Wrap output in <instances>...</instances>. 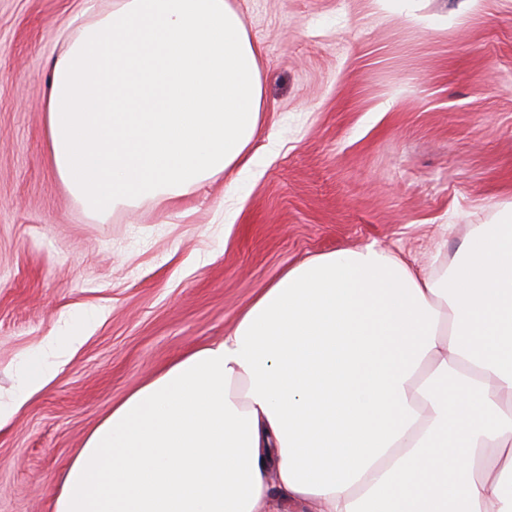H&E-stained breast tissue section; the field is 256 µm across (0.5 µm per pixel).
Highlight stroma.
I'll return each mask as SVG.
<instances>
[{"instance_id":"1","label":"stroma","mask_w":512,"mask_h":512,"mask_svg":"<svg viewBox=\"0 0 512 512\" xmlns=\"http://www.w3.org/2000/svg\"><path fill=\"white\" fill-rule=\"evenodd\" d=\"M105 3L0 0V397L46 337L85 333L0 428V512H53L113 406L289 267L373 244L426 268L512 202V0H234L262 50L257 166L99 220L46 162L44 105Z\"/></svg>"}]
</instances>
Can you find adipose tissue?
Masks as SVG:
<instances>
[{
	"label": "adipose tissue",
	"instance_id": "obj_1",
	"mask_svg": "<svg viewBox=\"0 0 512 512\" xmlns=\"http://www.w3.org/2000/svg\"><path fill=\"white\" fill-rule=\"evenodd\" d=\"M262 105L230 0H113L53 64L48 162L101 219L174 201L256 165ZM83 341L33 352L0 424ZM53 512H512V210L427 272L372 246L288 268L113 408Z\"/></svg>",
	"mask_w": 512,
	"mask_h": 512
}]
</instances>
